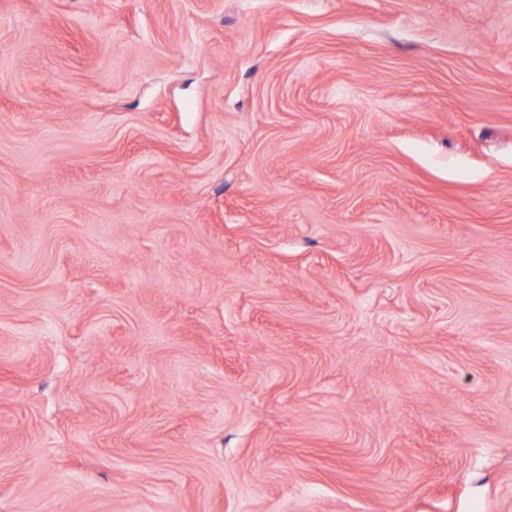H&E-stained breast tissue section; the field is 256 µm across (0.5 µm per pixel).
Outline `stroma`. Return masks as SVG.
Returning a JSON list of instances; mask_svg holds the SVG:
<instances>
[{
  "mask_svg": "<svg viewBox=\"0 0 512 512\" xmlns=\"http://www.w3.org/2000/svg\"><path fill=\"white\" fill-rule=\"evenodd\" d=\"M0 512H512V0H0Z\"/></svg>",
  "mask_w": 512,
  "mask_h": 512,
  "instance_id": "1",
  "label": "stroma"
}]
</instances>
